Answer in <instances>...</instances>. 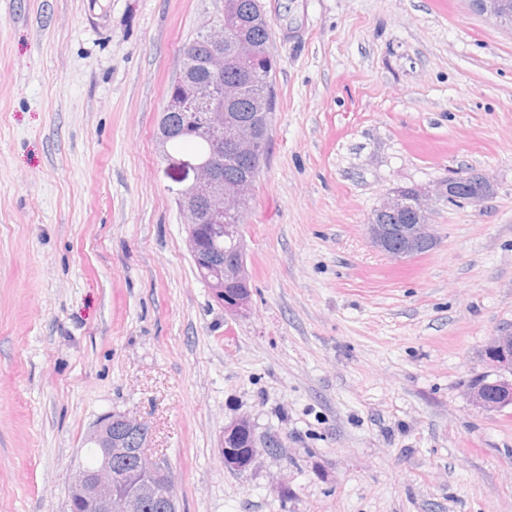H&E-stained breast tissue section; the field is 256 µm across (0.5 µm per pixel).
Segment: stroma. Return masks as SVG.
I'll return each instance as SVG.
<instances>
[{"label": "stroma", "mask_w": 512, "mask_h": 512, "mask_svg": "<svg viewBox=\"0 0 512 512\" xmlns=\"http://www.w3.org/2000/svg\"><path fill=\"white\" fill-rule=\"evenodd\" d=\"M276 95L244 216L252 301L199 278L155 139L224 0H0V512H69L104 414L152 431L179 512H512V409L466 384L512 324V32L467 0H260ZM472 168L438 243L365 226ZM262 452L225 469V425ZM492 193L489 175L474 170L449 177L433 189L399 188L369 216L367 237L376 250L395 260L421 255L437 245L431 216L439 201L476 204ZM392 221L397 224H388Z\"/></svg>", "instance_id": "obj_1"}]
</instances>
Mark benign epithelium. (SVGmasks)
<instances>
[{"mask_svg":"<svg viewBox=\"0 0 512 512\" xmlns=\"http://www.w3.org/2000/svg\"><path fill=\"white\" fill-rule=\"evenodd\" d=\"M470 8L496 25L512 32V0H468ZM234 10L225 0L224 15L207 28L201 43L200 63L211 79L199 85L177 75L184 91L167 99L165 111L193 110L190 125L167 130L166 135L194 134L214 144L212 156L194 161L183 170L186 185L177 195L186 216L187 250L213 297L224 309L238 313L251 302L250 273L244 257L242 225L228 220L245 215L258 178V162H266L269 140L266 117L273 110L274 96L266 88L256 110L248 114L228 112L240 88L224 86L220 75L224 67L235 64L255 71L264 70L267 51L241 38L231 37ZM247 167L248 173L226 180L221 173L224 158ZM493 193L489 175L463 171L433 189L399 188L388 194L373 210L366 224L371 245L395 260L421 255L437 245L431 222L440 201L458 200L476 204ZM219 224L224 231V257L213 255L202 235V225ZM485 371L473 376L466 387L472 403L485 410L512 408V326L503 327L484 348ZM252 429L248 417L241 416L224 427L221 443L224 466L243 470L252 465L260 449L256 439L245 454L237 449L238 437ZM151 432L129 412H111L100 417L89 434L98 462L93 468L83 465L72 473L69 489L70 512H177V494L164 459L150 457Z\"/></svg>","mask_w":512,"mask_h":512,"instance_id":"benign-epithelium-1","label":"benign epithelium"}]
</instances>
